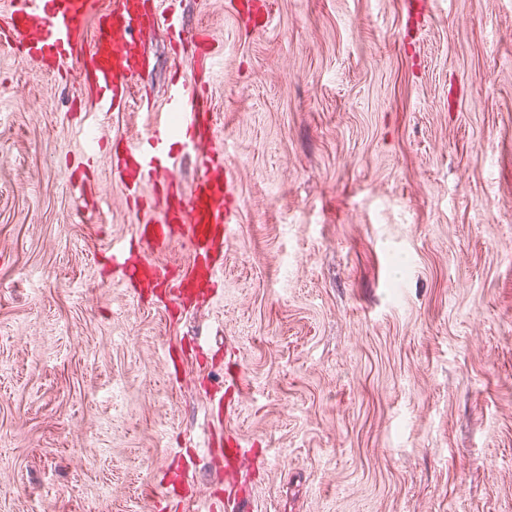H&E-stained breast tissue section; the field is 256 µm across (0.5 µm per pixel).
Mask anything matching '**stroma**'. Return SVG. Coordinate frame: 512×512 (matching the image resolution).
I'll list each match as a JSON object with an SVG mask.
<instances>
[{
    "label": "stroma",
    "instance_id": "stroma-1",
    "mask_svg": "<svg viewBox=\"0 0 512 512\" xmlns=\"http://www.w3.org/2000/svg\"><path fill=\"white\" fill-rule=\"evenodd\" d=\"M232 2L176 3L224 52L242 203L181 304L106 253L150 114L76 135L83 89L0 50V512H180L179 475L225 512H512V0H269L262 32ZM144 49L159 103L191 65ZM228 435L256 454L232 477Z\"/></svg>",
    "mask_w": 512,
    "mask_h": 512
}]
</instances>
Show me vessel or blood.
Here are the masks:
<instances>
[{
	"label": "vessel or blood",
	"instance_id": "b4317fda",
	"mask_svg": "<svg viewBox=\"0 0 512 512\" xmlns=\"http://www.w3.org/2000/svg\"><path fill=\"white\" fill-rule=\"evenodd\" d=\"M235 10L257 30L269 18L266 0H235ZM156 29L174 39L181 37L183 18L173 0H111L101 10L95 9L94 0H13L11 8L0 15V47L45 72L66 71L94 96L95 113L105 114L128 109L133 79L150 76L151 62L140 42L145 33ZM221 56L209 39H201L193 64L197 81H174L147 140L126 141L117 161L128 197H140L151 182L159 183L160 191L146 207L135 211L139 255L116 246L112 263L129 280L164 283L176 295L185 282L203 278L212 283L222 276V267L209 257L235 238L240 222L235 180L224 161L222 143H212L189 197H182L174 176V139L194 147L215 126L204 82L214 77ZM175 116L180 119L176 126L171 123ZM176 238L187 243L192 260L181 280L172 281L166 267L151 254Z\"/></svg>",
	"mask_w": 512,
	"mask_h": 512
}]
</instances>
